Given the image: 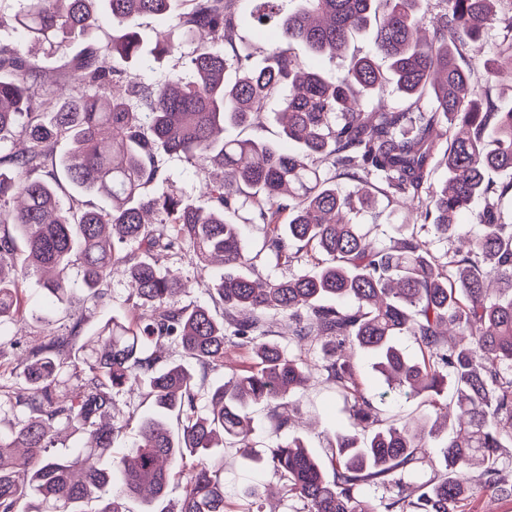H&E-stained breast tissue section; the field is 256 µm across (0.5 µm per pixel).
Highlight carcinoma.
I'll use <instances>...</instances> for the list:
<instances>
[{
  "instance_id": "cac0c4a2",
  "label": "carcinoma",
  "mask_w": 512,
  "mask_h": 512,
  "mask_svg": "<svg viewBox=\"0 0 512 512\" xmlns=\"http://www.w3.org/2000/svg\"><path fill=\"white\" fill-rule=\"evenodd\" d=\"M178 1L179 43L193 49L180 53L177 72L152 82L102 68L105 54L141 60L135 22L167 15ZM18 2L21 41L0 39V327L29 313L23 284L38 270L54 273L45 289L62 303L77 269L94 305L120 274L140 313L112 317L88 337L85 317L76 318L68 334H48L19 364L22 382L0 384V410L19 414L0 433V512H87L92 500L93 512H131L127 501L139 497L141 512H167L154 504L177 477L179 512H228L214 448L230 439L256 457L250 407L265 405L275 431L291 428L287 396L313 369L335 387L353 431L328 445L329 471L297 438L267 449L300 512H378L357 492L366 483L383 490L386 512H458L463 474L473 470L474 484L511 498L502 448L512 447V108L498 105L492 86L476 89L460 60L472 53L490 82L512 70V0H436L428 38L417 36L423 0H301L295 11L288 0H253V21L275 19L280 32L260 66L237 49L243 0ZM101 6L121 35L77 57L61 94L41 80L24 43L64 55L97 26ZM366 28L375 56L350 57L338 73L306 69L290 52L302 42L334 61L351 32ZM389 84L407 99L404 108L355 111ZM274 100L292 150L223 136ZM17 140L25 150L6 147ZM62 140L70 149L58 156ZM160 150L222 169L208 186L211 206L169 183ZM441 165L447 178L437 185ZM491 170L509 178L495 182ZM338 176L352 183L349 193L336 189ZM375 190L410 202L422 224L461 248L443 262L404 233L371 247L341 215L356 202L373 206ZM85 196L108 207H91ZM244 205L264 224L254 255L226 220ZM464 210L473 223H456ZM173 251L192 253L202 270L220 258L221 318L176 300L182 278L159 264ZM263 252L283 266L308 252L324 259L297 276L264 278L256 265ZM269 314L281 317L279 335L298 352L267 339ZM404 336L419 356L402 351ZM320 342L324 357L311 365ZM230 346L249 347L253 364L208 383ZM365 358L408 397L446 402L417 421L382 417L360 382ZM64 376L82 390L60 393ZM126 387L147 390L153 409L139 419L133 446L115 453L125 424L112 422L113 393ZM61 427L80 435L78 447L54 451ZM420 467L433 476L413 492L405 476Z\"/></svg>"
}]
</instances>
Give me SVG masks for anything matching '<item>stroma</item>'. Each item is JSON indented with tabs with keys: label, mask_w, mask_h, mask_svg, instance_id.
<instances>
[{
	"label": "stroma",
	"mask_w": 512,
	"mask_h": 512,
	"mask_svg": "<svg viewBox=\"0 0 512 512\" xmlns=\"http://www.w3.org/2000/svg\"><path fill=\"white\" fill-rule=\"evenodd\" d=\"M169 20L152 16L142 17L138 24V34L144 62L139 71L150 80L156 81L167 77L178 67L176 58L154 59L151 50L160 32L170 30ZM159 163L172 184L200 206L207 205L208 199L203 186L212 177L211 168L194 166L176 154L160 153ZM367 241L381 246L389 244L397 235V226L406 222L415 224L414 213L400 209L388 202L383 195H376L372 211L357 215ZM161 265L177 269L187 282V289L181 294L182 302L210 304V290L220 273L219 267L199 270L192 257L184 252H171L162 255ZM129 286L121 276L112 279V299L109 304L92 308L85 300L81 288H74L66 303H52L44 298L42 284L38 277H30L26 284L28 306L36 310L38 320H26L19 325H7L0 328V368L12 370L18 358L27 355L33 348L43 343L47 334L53 331L69 329L78 316H86L85 333H92L100 324L111 316L132 314L133 308L126 298ZM362 379L367 389L376 393H385L386 398L380 407L386 416L408 419L429 411L430 406L424 398H409L394 392H387L382 376L364 365ZM293 408L299 416V425L293 432H274L267 411L263 406H256L253 412L252 439L256 448H264L275 442L287 439L288 435L300 437L309 451L316 456H323L324 445L328 436L338 432H347L349 417L342 400L335 389L319 378H311L307 387L291 398ZM264 486L268 494L263 501L264 512H295L297 504L284 494L280 483L270 468L257 467L250 460L240 457L234 448L224 450V496L226 502L234 507L245 506V490L253 486Z\"/></svg>",
	"instance_id": "obj_1"
}]
</instances>
